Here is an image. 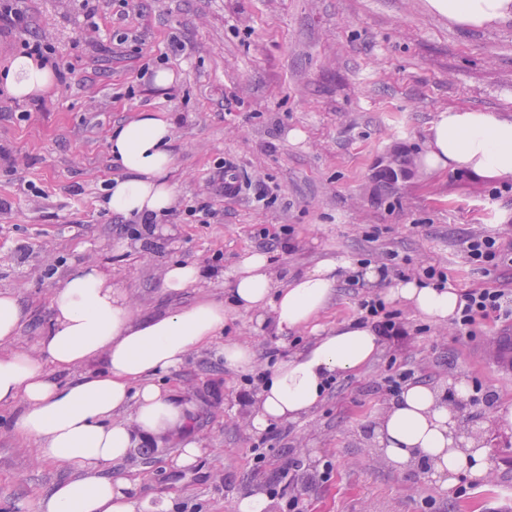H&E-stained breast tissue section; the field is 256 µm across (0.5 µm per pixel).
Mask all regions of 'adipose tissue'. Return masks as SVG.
<instances>
[{"instance_id": "ef3b65f1", "label": "adipose tissue", "mask_w": 512, "mask_h": 512, "mask_svg": "<svg viewBox=\"0 0 512 512\" xmlns=\"http://www.w3.org/2000/svg\"><path fill=\"white\" fill-rule=\"evenodd\" d=\"M431 14L462 27L491 28L512 17V0H426ZM53 65L20 55L0 71V85L13 97L35 99L56 85ZM174 124L168 112L141 111L113 126L108 150L118 166L104 199L112 214L127 219L160 217L176 204L170 180L176 166ZM421 173L444 170L512 181V117L491 109H448L430 122ZM339 261L318 263L279 283L267 252H245L228 276L236 308L269 311L279 333L308 327L332 301ZM385 298L425 321L449 326L464 300L457 288L419 280L394 281ZM49 327L36 351L11 346L25 321L11 291H0V408L22 404L12 429L33 443L39 463L67 471L36 502L35 512H161L138 485L116 473L131 448L181 440L169 466L186 468L202 456L188 437L196 409L158 385L198 349L215 347L226 366L250 369L254 351L222 342L223 302L200 299L150 317L136 316L129 298L97 265L74 266L51 297ZM381 338L372 325L350 322L317 337L304 351L279 362L266 376L251 409V426L295 421L323 400L334 375L370 364ZM457 411L436 387L408 383L378 420L375 431L386 461L395 469L430 465L445 489L460 480L487 481L494 463L482 439L463 438Z\"/></svg>"}]
</instances>
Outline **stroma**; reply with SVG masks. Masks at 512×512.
<instances>
[{
  "mask_svg": "<svg viewBox=\"0 0 512 512\" xmlns=\"http://www.w3.org/2000/svg\"><path fill=\"white\" fill-rule=\"evenodd\" d=\"M19 28L0 32V70L22 40L53 47L66 79L40 103L0 86V290H14L27 315L16 346L34 349L53 292L73 265L93 262L124 287L137 315L173 311L198 299H228L225 273L243 252L263 250L279 280L335 259L346 268L317 330L356 321L362 300L389 281L441 268L461 292H512V264H473L467 238L490 235L512 254V183L448 172L424 176L411 165L388 185L378 172L390 154L416 160L437 112L494 109L512 116V18L464 29L432 15L424 0H97L86 34L82 0H24ZM125 42H117V35ZM170 68L182 79L156 95L145 74ZM144 109L175 119L179 205L138 234L102 206L117 169L107 146L112 126ZM305 134L288 138L290 130ZM239 185L224 194L221 169ZM213 216L200 223L193 207ZM198 262L204 282L174 296L166 264ZM369 265L386 278L357 280ZM400 325L373 362L340 375L306 417L249 426L261 388L212 349L192 353L167 376L173 394L195 399L192 434L205 452L186 469L165 467L177 444H143L119 465L142 496L167 512H235L259 493L267 512H512V428L492 415L512 404V374L497 369L496 341L512 319L476 317L470 332L432 325L387 303ZM305 329L277 332L269 312H231L224 338L250 346L256 368L303 349ZM405 376L448 389L466 378L460 416L480 432L494 460L488 484L442 490L427 469L399 471L371 433L394 396L386 379ZM0 410V512H22L64 469L34 465L31 447Z\"/></svg>",
  "mask_w": 512,
  "mask_h": 512,
  "instance_id": "stroma-1",
  "label": "stroma"
}]
</instances>
